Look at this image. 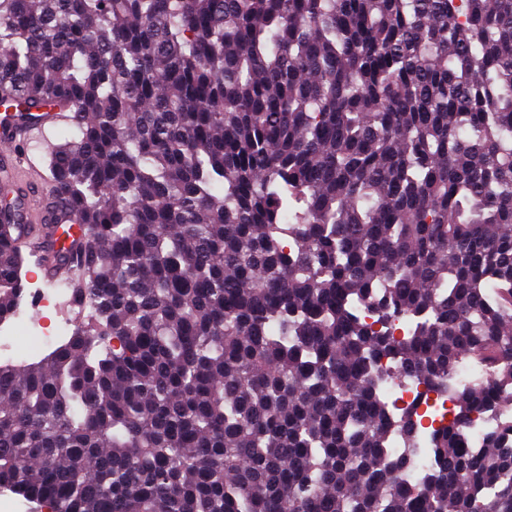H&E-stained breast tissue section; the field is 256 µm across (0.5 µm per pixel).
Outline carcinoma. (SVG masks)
<instances>
[{"instance_id":"cac0c4a2","label":"carcinoma","mask_w":512,"mask_h":512,"mask_svg":"<svg viewBox=\"0 0 512 512\" xmlns=\"http://www.w3.org/2000/svg\"><path fill=\"white\" fill-rule=\"evenodd\" d=\"M0 108L78 131L47 178L89 310L0 364V488L512 512V421L467 445L512 402V0H0ZM34 233L0 224V323L52 250ZM401 377L454 405L418 471ZM505 414L510 416V420L512 419V403L493 404L475 413L472 416V423L467 433L470 447H478L483 433L495 428Z\"/></svg>"}]
</instances>
